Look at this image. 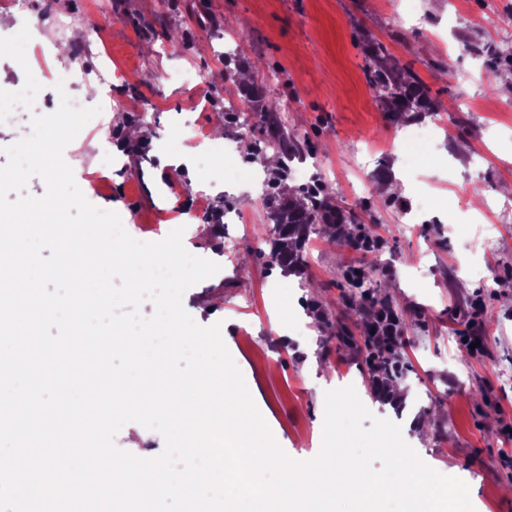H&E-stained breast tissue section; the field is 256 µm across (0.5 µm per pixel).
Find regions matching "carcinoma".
<instances>
[{
    "instance_id": "carcinoma-1",
    "label": "carcinoma",
    "mask_w": 512,
    "mask_h": 512,
    "mask_svg": "<svg viewBox=\"0 0 512 512\" xmlns=\"http://www.w3.org/2000/svg\"><path fill=\"white\" fill-rule=\"evenodd\" d=\"M361 39L367 62L366 77L380 107L386 112L413 109L420 112L432 111L429 89L416 74L399 61L390 59L388 48L379 39L364 34ZM244 92V103L269 126L266 143L255 145V150H276L284 160L279 172L283 178L287 175V161L293 153L288 146V134L276 118V112L280 111L279 104L270 99L259 85L246 87ZM267 206L273 211V231L276 235L269 257L282 268L299 271L305 268V247L310 235L314 233V227L330 233L345 224L353 223V218L333 210L327 202L314 198L310 193H304L300 199L294 200L278 192Z\"/></svg>"
}]
</instances>
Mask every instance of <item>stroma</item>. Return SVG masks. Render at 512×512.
Returning <instances> with one entry per match:
<instances>
[{
	"label": "stroma",
	"instance_id": "35a3bbf8",
	"mask_svg": "<svg viewBox=\"0 0 512 512\" xmlns=\"http://www.w3.org/2000/svg\"><path fill=\"white\" fill-rule=\"evenodd\" d=\"M420 13L403 0H111L99 14L94 0H32L29 15L43 32L47 70L67 61L60 45L82 47V63L92 69L110 63L130 73L112 85V107L144 129L136 151L112 139L104 115L86 124L65 148L75 175L94 167L87 152L91 138L111 142L112 178L89 196L98 210H112L129 234L144 227L201 221L217 223L219 206L241 209L238 225L248 262L225 252L219 234L187 236L199 257L221 256L223 274L188 288L183 305L201 327L220 326L223 342L241 372L252 401L275 442L291 458L307 461L322 448L324 396L339 376H348L371 414L399 423L405 442L424 463L447 474L455 459L457 478L470 488L475 512H512V126L503 113L468 108L471 100L512 104V62L501 61L497 90L472 78L486 60L461 54L462 42L512 41V0H499L488 18L485 0H421ZM179 40H169V30ZM13 25L0 26V110L18 113L0 124V165L6 147L26 138L30 119L14 95L28 87L34 104L51 111L58 96L39 72L14 67L5 55ZM381 40L391 55L411 67L439 103L437 118L454 127L432 143L434 168L410 171L398 145L403 124L383 112L373 97L360 46L361 34ZM246 59L253 80L280 104V122L293 149L319 158L323 185H335L331 203L375 226L381 250L354 254L344 240L312 235L303 276L268 264L273 225L264 202V173L258 185L224 193V179L205 161L225 143L258 141L259 118L248 125L227 124L237 92H225L224 59ZM454 69H447V60ZM186 127L179 144H169L170 126ZM491 139L495 154L472 151L479 138ZM181 158L171 167L172 158ZM401 175L406 194L380 191L383 181ZM472 194L491 215L471 224L458 209V188ZM429 199L433 217L408 224L406 209ZM364 268L374 296H389L402 316L404 349L393 379L401 395L379 397L363 347L365 317L346 306L348 287L337 276L351 264ZM481 300L485 347L467 349L461 311ZM354 344L337 340L338 330Z\"/></svg>",
	"mask_w": 512,
	"mask_h": 512
}]
</instances>
